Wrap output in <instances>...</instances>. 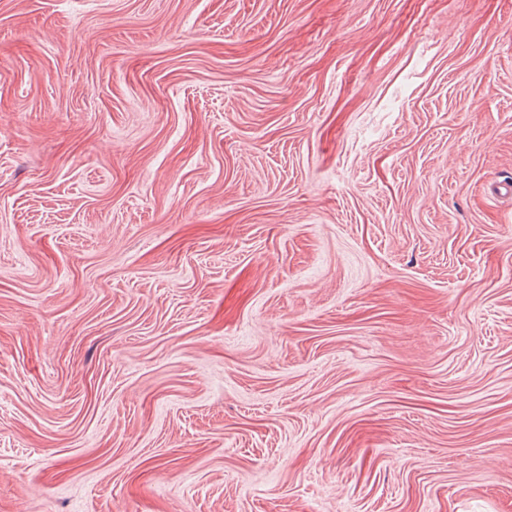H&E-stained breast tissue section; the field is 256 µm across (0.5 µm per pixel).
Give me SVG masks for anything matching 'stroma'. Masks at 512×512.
I'll return each mask as SVG.
<instances>
[{
    "label": "stroma",
    "instance_id": "35a3bbf8",
    "mask_svg": "<svg viewBox=\"0 0 512 512\" xmlns=\"http://www.w3.org/2000/svg\"><path fill=\"white\" fill-rule=\"evenodd\" d=\"M0 512H512V0H0Z\"/></svg>",
    "mask_w": 512,
    "mask_h": 512
}]
</instances>
